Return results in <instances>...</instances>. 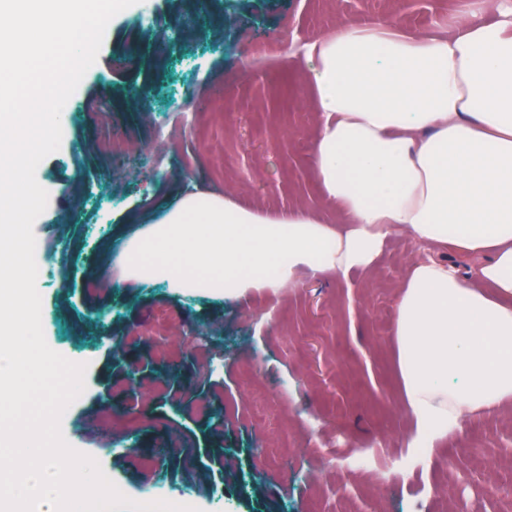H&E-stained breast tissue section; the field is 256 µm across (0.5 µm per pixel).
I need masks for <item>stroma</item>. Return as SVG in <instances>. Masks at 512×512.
<instances>
[{
	"instance_id": "35a3bbf8",
	"label": "stroma",
	"mask_w": 512,
	"mask_h": 512,
	"mask_svg": "<svg viewBox=\"0 0 512 512\" xmlns=\"http://www.w3.org/2000/svg\"><path fill=\"white\" fill-rule=\"evenodd\" d=\"M390 9L411 31L439 28L402 0H138L109 23L61 146L37 169L49 204L34 233L53 268L37 282L46 342L89 359L65 434L108 449L125 496L163 485L202 512H450L462 499L497 512L482 487L512 480V413L476 420L461 440L411 444L390 336L422 253L410 235H394L368 273L303 275L246 299L102 286L123 239L187 179L335 223L311 166L305 61L281 63L279 43ZM163 42L173 48L157 54ZM116 136L141 165L117 163ZM119 339L131 343L120 359Z\"/></svg>"
}]
</instances>
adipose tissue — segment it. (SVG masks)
Masks as SVG:
<instances>
[{
  "label": "adipose tissue",
  "instance_id": "obj_1",
  "mask_svg": "<svg viewBox=\"0 0 512 512\" xmlns=\"http://www.w3.org/2000/svg\"><path fill=\"white\" fill-rule=\"evenodd\" d=\"M486 9L473 0L432 34L387 13L303 42L317 115L311 166L341 223L181 190L127 238L114 287L240 299L302 272L342 280L371 270L404 231L432 250L400 285L391 332L415 443L511 408L512 0L494 19Z\"/></svg>",
  "mask_w": 512,
  "mask_h": 512
}]
</instances>
